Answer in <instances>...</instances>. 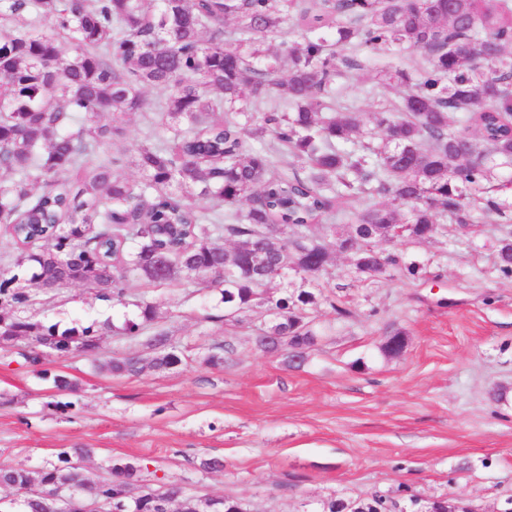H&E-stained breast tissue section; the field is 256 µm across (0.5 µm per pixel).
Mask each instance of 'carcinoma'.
I'll return each instance as SVG.
<instances>
[{
    "label": "carcinoma",
    "mask_w": 512,
    "mask_h": 512,
    "mask_svg": "<svg viewBox=\"0 0 512 512\" xmlns=\"http://www.w3.org/2000/svg\"><path fill=\"white\" fill-rule=\"evenodd\" d=\"M0 0V224L24 249L0 272V344L25 341L33 351L67 357L93 353L102 327L64 330L24 315L37 294L63 287L138 314L112 325V335L141 342L147 358L101 363L112 374L166 371L182 363L168 333L154 326L156 306L144 285L173 282L218 290L224 321L264 310L258 348L286 345L292 357L315 345L305 313L318 295L306 289L266 291L278 271L317 280L336 245L352 243V266L368 278L419 266L376 243L390 224L426 241L450 217L460 228L496 224L512 202L482 194L505 189L499 169L512 166V0ZM42 17L55 32L38 27ZM236 29L224 32V20ZM291 19L301 43H268ZM209 37L203 38V31ZM71 45L63 56L59 38ZM414 49L423 64L381 65L385 81L407 91L365 115L336 96L362 49ZM286 86L288 108L274 102ZM167 93L161 120L171 142L134 149L139 179L119 172L121 159H88L125 129L121 115L147 109L142 88ZM217 91L214 98L210 93ZM112 113L110 124L87 117ZM382 133L380 145L365 140ZM265 139L258 150L248 139ZM298 168L277 166L283 152ZM84 168L71 183L61 174ZM43 177L34 190L30 177ZM390 199L387 204L376 197ZM246 203V209L237 205ZM350 225L336 237L335 223ZM335 236L320 241L308 226ZM497 265L512 277V231L499 239ZM28 272L31 292L21 284ZM91 448L60 453L63 466L32 475L0 468V484L27 489L0 512H48L43 496L76 485L82 499L130 512L125 486L139 481L137 462L113 464L112 479L92 480L82 461ZM207 498L170 485L142 493L137 512H200ZM328 512H390L387 500L331 501Z\"/></svg>",
    "instance_id": "1"
}]
</instances>
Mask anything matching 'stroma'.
<instances>
[{
  "mask_svg": "<svg viewBox=\"0 0 512 512\" xmlns=\"http://www.w3.org/2000/svg\"><path fill=\"white\" fill-rule=\"evenodd\" d=\"M339 86L363 113L399 95L366 65ZM169 137L137 113L100 152ZM499 227L379 242L419 266L414 278L365 279L341 255L324 279L285 277L284 286L319 295L308 317L320 339L299 363L288 349H258L252 329L225 325L216 291L189 284L146 289L182 357L167 371L99 372L98 363L149 354L109 333L95 355L46 354L36 365L0 345V467L37 472L60 452L90 448L83 466L92 479L106 478L115 460H138V491L175 482L198 496L233 497L245 512H323L335 498L375 495L407 512L436 500L499 512L512 496V278L495 265ZM335 298L352 317L333 312ZM124 312L71 286L29 314L65 329ZM394 330L407 346L391 358L381 346ZM217 352L223 365H207ZM58 375L74 390H56ZM206 458L222 468L202 469Z\"/></svg>",
  "mask_w": 512,
  "mask_h": 512,
  "instance_id": "35a3bbf8",
  "label": "stroma"
}]
</instances>
